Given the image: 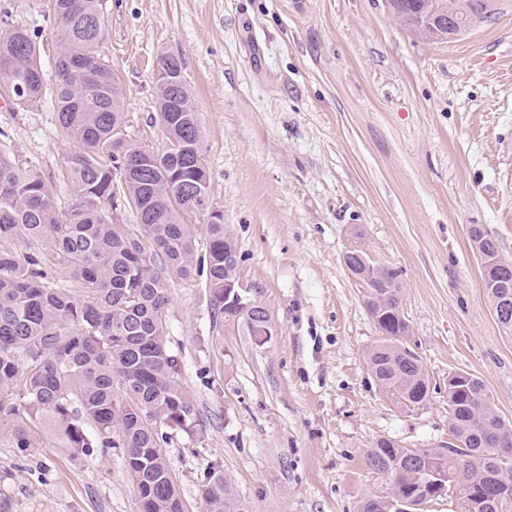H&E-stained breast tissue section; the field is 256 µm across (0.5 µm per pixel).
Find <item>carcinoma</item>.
Returning a JSON list of instances; mask_svg holds the SVG:
<instances>
[{
  "label": "carcinoma",
  "instance_id": "obj_1",
  "mask_svg": "<svg viewBox=\"0 0 512 512\" xmlns=\"http://www.w3.org/2000/svg\"><path fill=\"white\" fill-rule=\"evenodd\" d=\"M404 24L436 38L456 35L491 13L488 0H388ZM104 0H49L58 30L53 71L41 47L8 25L0 44V90L18 89L24 108L52 97L59 132L76 149L65 158L75 202L57 211L53 192L34 167L0 153V431L15 447L34 444L35 430L53 435L72 454L122 449L143 512H182L162 429L192 433L198 411L180 379L167 340L172 276H205L214 320L267 333L268 313L245 318L224 301V281L237 277L224 224L204 225L206 254L195 260L188 213L210 214L211 174L203 154L194 97L181 78L182 61L159 57L157 115L167 138L147 150L126 133L123 90L100 51ZM448 10L450 29L425 25L431 10ZM140 205L130 224L113 220L114 202ZM356 272L365 306L381 336L367 352L380 390L409 409L427 400L423 364L408 343L403 289L396 271L374 262ZM496 320L512 338V302L499 314L502 288L486 289ZM448 431L455 447L405 448L381 438L363 452L364 466L387 476L388 496L369 497L361 512H395L400 499H422L435 482L472 495L474 512H512V423L496 414L475 375L448 384ZM201 495L207 512H251L231 493L224 474L209 473Z\"/></svg>",
  "mask_w": 512,
  "mask_h": 512
}]
</instances>
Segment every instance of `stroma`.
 Wrapping results in <instances>:
<instances>
[{
  "mask_svg": "<svg viewBox=\"0 0 512 512\" xmlns=\"http://www.w3.org/2000/svg\"><path fill=\"white\" fill-rule=\"evenodd\" d=\"M52 65L43 0H0ZM101 50L124 92L127 134L166 147L154 73L181 57L194 95L209 196L239 277L271 314L266 343L214 322L203 278H173L169 341L200 424L161 444L183 512L222 470L253 512H359L387 496L361 455L381 438L448 440V374L480 377L512 421V340L498 326L470 237L512 261V0L488 22L436 39L387 0H106ZM51 102L0 105V151L36 164L59 212L73 197ZM399 275L428 400L395 404L371 378L378 329L351 248ZM120 449L74 457L51 437L0 433L10 512H140Z\"/></svg>",
  "mask_w": 512,
  "mask_h": 512,
  "instance_id": "obj_1",
  "label": "stroma"
}]
</instances>
